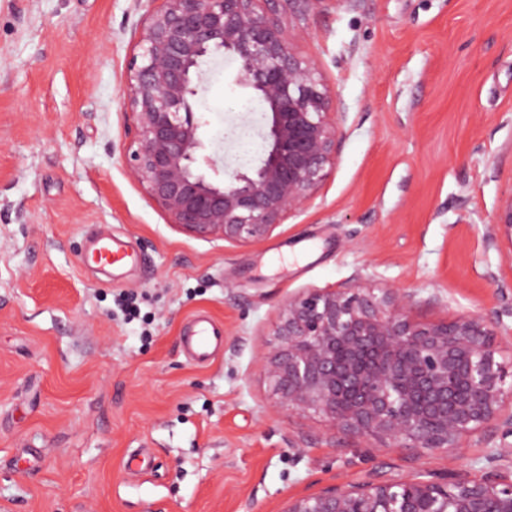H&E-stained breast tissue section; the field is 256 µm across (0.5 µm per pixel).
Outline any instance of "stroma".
Returning <instances> with one entry per match:
<instances>
[{"label": "stroma", "instance_id": "35a3bbf8", "mask_svg": "<svg viewBox=\"0 0 512 512\" xmlns=\"http://www.w3.org/2000/svg\"><path fill=\"white\" fill-rule=\"evenodd\" d=\"M147 0H0V512H284L374 475L473 473L493 426L453 452L400 448L276 408L262 355L277 311L351 279L414 291L412 314L499 317L512 374V246L483 235L512 193V0H323L284 25L343 116L308 208L248 246L166 224L128 175L125 85ZM236 61L207 58L206 152L244 116ZM118 238L140 261L84 257ZM138 312L114 315L118 294ZM212 361L184 354L196 316ZM223 345L222 333L203 318H197L191 336L183 338L184 350L198 362L212 360L222 351Z\"/></svg>", "mask_w": 512, "mask_h": 512}]
</instances>
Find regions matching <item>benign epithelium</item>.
<instances>
[{"instance_id":"obj_1","label":"benign epithelium","mask_w":512,"mask_h":512,"mask_svg":"<svg viewBox=\"0 0 512 512\" xmlns=\"http://www.w3.org/2000/svg\"><path fill=\"white\" fill-rule=\"evenodd\" d=\"M147 10L126 80L130 176L181 233L248 245L301 214L336 166L339 112L316 61L285 33L283 15L324 0H157ZM237 62L233 81L266 112L261 156L220 180L224 160L203 154L206 122L194 111L212 55ZM512 245V194L484 241ZM414 294L377 296L356 283L306 288L281 304L276 344L264 356L277 407L313 410L339 427L403 448L453 450L483 425L512 437V382L496 360L497 335L474 313L445 323L410 316ZM512 443L488 471L446 480L422 474L328 487L284 512H512Z\"/></svg>"}]
</instances>
